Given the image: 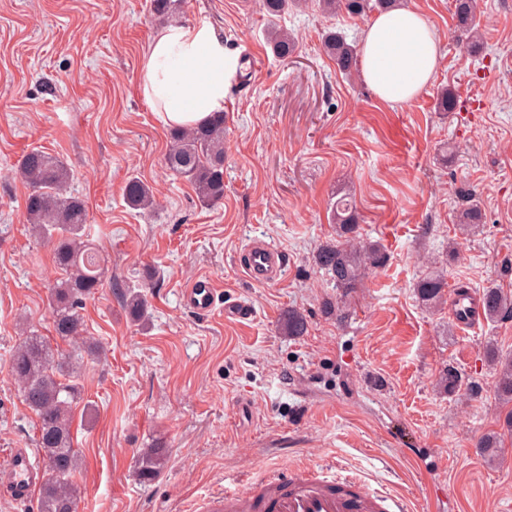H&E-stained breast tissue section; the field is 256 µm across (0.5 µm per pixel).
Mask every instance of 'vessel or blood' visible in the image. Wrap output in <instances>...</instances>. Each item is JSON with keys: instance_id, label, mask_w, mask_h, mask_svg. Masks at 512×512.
Segmentation results:
<instances>
[{"instance_id": "obj_1", "label": "vessel or blood", "mask_w": 512, "mask_h": 512, "mask_svg": "<svg viewBox=\"0 0 512 512\" xmlns=\"http://www.w3.org/2000/svg\"><path fill=\"white\" fill-rule=\"evenodd\" d=\"M287 261L272 242L255 238L244 248L241 267L248 280L280 282ZM217 289L207 276L194 279L181 294L183 308L205 314L216 306ZM452 317L459 328L473 329L485 318L483 295L470 289L456 292ZM44 471L32 449L13 448L0 467V497L15 504L31 499ZM195 512H408L402 497L378 491L352 476L339 477L323 467L274 470L249 480L246 488H224L201 498Z\"/></svg>"}]
</instances>
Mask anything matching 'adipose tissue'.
Listing matches in <instances>:
<instances>
[{"label": "adipose tissue", "mask_w": 512, "mask_h": 512, "mask_svg": "<svg viewBox=\"0 0 512 512\" xmlns=\"http://www.w3.org/2000/svg\"><path fill=\"white\" fill-rule=\"evenodd\" d=\"M440 52L433 29L417 10L398 6L378 14L360 40V73L383 103L413 100L432 80ZM143 94L164 127H190L223 111L242 69L207 19L171 23L150 42L141 62Z\"/></svg>", "instance_id": "1"}]
</instances>
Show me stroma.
<instances>
[{
  "mask_svg": "<svg viewBox=\"0 0 512 512\" xmlns=\"http://www.w3.org/2000/svg\"><path fill=\"white\" fill-rule=\"evenodd\" d=\"M405 2L432 24L440 59L415 99L390 107L323 49L330 30L359 41L368 18L288 12L280 24L297 46L282 60L262 0H182L174 22L208 19L260 64L226 93L224 198L206 205L165 168L170 131L143 95L142 56L161 26L151 0H0V458L37 445L8 373L21 327L54 336L52 247L32 232L14 176L40 149L67 165L105 267L82 311L104 350L85 357L73 409L80 512H192L199 496L296 464L408 497L411 512H512V443L493 461L478 451L512 410L487 355L512 354V319L463 331L448 304L425 307L416 292L433 265L452 290L512 291V0H479L477 48L455 0ZM446 88L456 108L436 111ZM133 178L153 187L155 210L127 206ZM347 187L360 240L387 262L345 293L314 255L336 236L329 207ZM472 204L483 222L465 235L456 215ZM255 238L284 252L280 282L246 278L238 260ZM202 274L251 318L225 320L221 304L186 311L181 291ZM129 285L147 298L144 321L123 306ZM292 309L303 335L284 330ZM448 366L465 384L453 397L435 387ZM153 448L165 464L144 481Z\"/></svg>",
  "mask_w": 512,
  "mask_h": 512,
  "instance_id": "stroma-1",
  "label": "stroma"
}]
</instances>
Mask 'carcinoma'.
I'll list each match as a JSON object with an SVG mask.
<instances>
[{"mask_svg": "<svg viewBox=\"0 0 512 512\" xmlns=\"http://www.w3.org/2000/svg\"><path fill=\"white\" fill-rule=\"evenodd\" d=\"M319 9L328 15L347 14L364 17L374 11L396 6L398 0H316ZM269 19L266 40L273 54L287 58L295 51L296 41L288 30L278 24L288 11L300 8L302 0H262ZM477 0H456L458 27L471 43L480 41L476 25ZM326 55L337 69L349 75L357 68L356 45L347 42L344 35L330 32L324 41ZM173 145L165 157V165L173 174L189 181L198 198L206 205L224 198V114L210 117L205 123L175 129L171 133ZM21 180L30 192L25 208L28 221L34 224L38 235L53 243V261L64 272L50 288L53 327L56 336L72 344L68 351H55L35 329L13 352L9 373L18 384L24 403L38 420L37 445L46 464L53 465L55 473L46 478L40 488L39 512H77L81 491L73 477L80 458L74 446L73 407L78 403L81 387L74 381H62L57 374L68 377L76 373L73 361L82 353L98 355L103 349L81 340L84 301L103 285L105 268L100 256L88 239V213L85 202L67 192L69 173L66 165L56 156L41 150L25 155L19 169ZM125 200L132 209H148L153 204L150 187L132 179L126 187ZM331 219L337 227L338 240L320 247L315 256L316 266L323 270L336 287L356 288L367 271L381 268L386 255L377 244L361 245L357 238L358 217L351 194L345 193L332 204ZM447 287L444 274L426 273L417 283L419 301L436 307L442 303ZM125 307L135 321L145 319L146 299L141 291L129 288L123 294ZM486 318L496 320L512 317V292L490 287L483 291ZM288 335L299 336L307 328L305 316L297 311L288 312ZM497 361L498 372L493 390L498 400L512 404V357H500L489 351ZM462 377L452 367H446L438 380V388L448 396L462 388ZM480 452L489 459L502 453V441L491 435L485 438ZM165 460L161 448H153L141 460L140 476L153 479Z\"/></svg>", "mask_w": 512, "mask_h": 512, "instance_id": "cac0c4a2", "label": "carcinoma"}]
</instances>
